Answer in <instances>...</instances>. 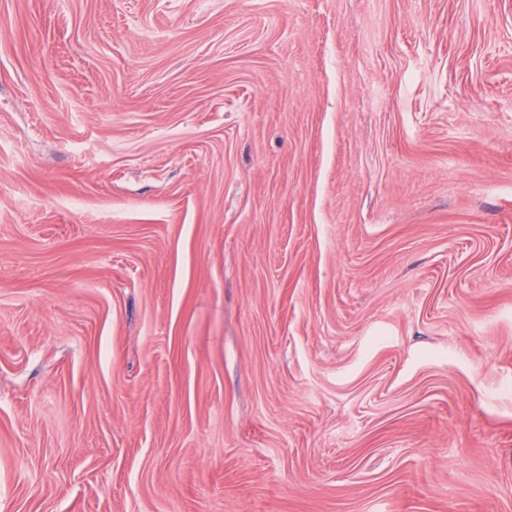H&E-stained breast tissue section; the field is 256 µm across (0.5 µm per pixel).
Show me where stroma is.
Listing matches in <instances>:
<instances>
[{
    "label": "stroma",
    "mask_w": 512,
    "mask_h": 512,
    "mask_svg": "<svg viewBox=\"0 0 512 512\" xmlns=\"http://www.w3.org/2000/svg\"><path fill=\"white\" fill-rule=\"evenodd\" d=\"M0 512H512V0H0Z\"/></svg>",
    "instance_id": "obj_1"
}]
</instances>
